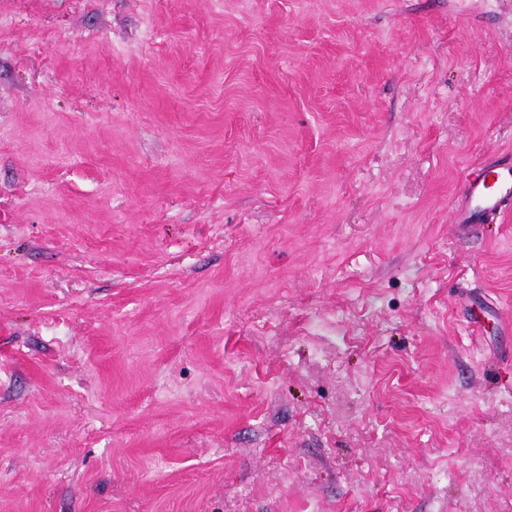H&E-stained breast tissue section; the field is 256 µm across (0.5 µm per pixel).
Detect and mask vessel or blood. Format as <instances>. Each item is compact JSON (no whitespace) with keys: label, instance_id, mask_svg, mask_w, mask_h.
Listing matches in <instances>:
<instances>
[{"label":"vessel or blood","instance_id":"b4317fda","mask_svg":"<svg viewBox=\"0 0 512 512\" xmlns=\"http://www.w3.org/2000/svg\"><path fill=\"white\" fill-rule=\"evenodd\" d=\"M512 211V158L493 169L465 173L463 189L453 204L457 224H487Z\"/></svg>","mask_w":512,"mask_h":512}]
</instances>
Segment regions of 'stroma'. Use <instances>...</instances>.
Wrapping results in <instances>:
<instances>
[{
	"mask_svg": "<svg viewBox=\"0 0 512 512\" xmlns=\"http://www.w3.org/2000/svg\"><path fill=\"white\" fill-rule=\"evenodd\" d=\"M512 0H0V512H512ZM512 207V157L494 169L464 174L463 189L452 207L454 224L495 222Z\"/></svg>",
	"mask_w": 512,
	"mask_h": 512,
	"instance_id": "1",
	"label": "stroma"
}]
</instances>
